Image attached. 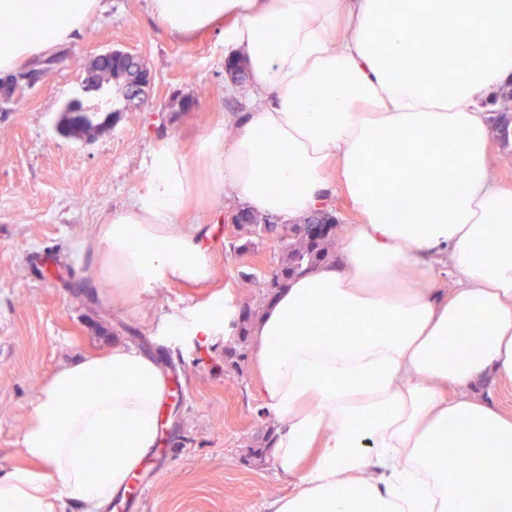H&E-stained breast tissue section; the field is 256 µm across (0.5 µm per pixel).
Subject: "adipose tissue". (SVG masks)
Listing matches in <instances>:
<instances>
[{"mask_svg":"<svg viewBox=\"0 0 512 512\" xmlns=\"http://www.w3.org/2000/svg\"><path fill=\"white\" fill-rule=\"evenodd\" d=\"M101 0H0V74L81 34ZM167 33H214L253 104L188 164L144 156L134 207L71 244L114 298L201 284L219 241L186 223L225 187L294 222L346 193L360 216L336 260L281 289L254 328L263 410L284 422L266 512H512V186L489 171V115L512 83V0H152ZM433 33L413 39L415 28ZM392 157L400 166H388ZM167 374L124 341L60 366L0 473V512H107L156 448ZM451 467H442V460ZM55 483L48 496L46 483ZM475 394L479 398H486L512 412V387L499 385L489 375L476 385Z\"/></svg>","mask_w":512,"mask_h":512,"instance_id":"obj_1","label":"adipose tissue"}]
</instances>
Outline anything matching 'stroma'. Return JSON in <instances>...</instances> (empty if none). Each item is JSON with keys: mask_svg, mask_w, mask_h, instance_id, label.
<instances>
[{"mask_svg": "<svg viewBox=\"0 0 512 512\" xmlns=\"http://www.w3.org/2000/svg\"><path fill=\"white\" fill-rule=\"evenodd\" d=\"M104 9L65 44L67 60L12 95H0V472L25 465L17 440L41 384L64 362L108 349L121 338L155 355L187 390L164 409L161 443L140 473L149 496L129 512H263L289 490L270 464L248 450L266 425L260 374L246 358L226 380L224 346L231 329L203 338L189 331L210 303L266 310L260 282L280 246L264 238L235 251L236 228L220 224L216 270L203 285L153 289L141 304L113 306L111 291L86 283L68 260L73 239L110 211L128 208L148 173L141 160L171 138L192 155L211 126L245 110L249 83L231 80L216 35L171 38L151 0H102ZM137 55L154 75L143 102L126 106L117 84L84 91L85 68L106 49ZM108 97L115 114L92 138L62 134L71 100ZM178 315L172 328L167 315Z\"/></svg>", "mask_w": 512, "mask_h": 512, "instance_id": "stroma-1", "label": "stroma"}]
</instances>
